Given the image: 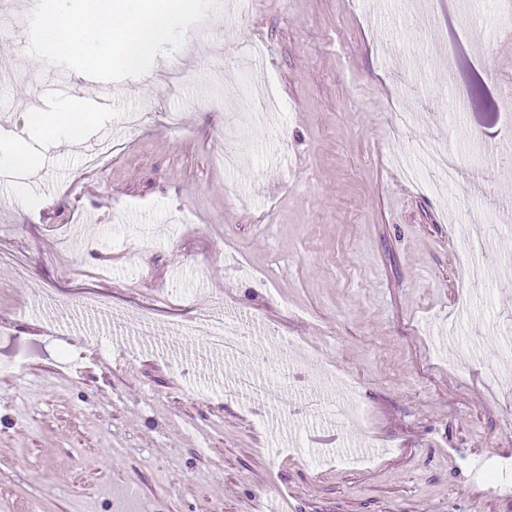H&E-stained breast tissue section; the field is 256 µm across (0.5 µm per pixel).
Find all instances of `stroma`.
Returning <instances> with one entry per match:
<instances>
[{"label":"stroma","instance_id":"1","mask_svg":"<svg viewBox=\"0 0 512 512\" xmlns=\"http://www.w3.org/2000/svg\"><path fill=\"white\" fill-rule=\"evenodd\" d=\"M32 5H0L4 136L89 89L28 54ZM462 5L254 0L229 23L216 10L112 83L81 143L31 141L35 178L0 169V250L26 265L0 264V512H512L476 473L512 465V287L495 279L512 186L480 162L512 110V25L485 32ZM269 89L284 112L258 127ZM411 137L463 159L459 197L393 165ZM467 206L489 242L471 290ZM215 305L295 344L294 362L256 367L262 407L224 394L242 365L168 333ZM290 364L350 379L360 419L299 416L279 382ZM187 367L215 389L194 392Z\"/></svg>","mask_w":512,"mask_h":512}]
</instances>
